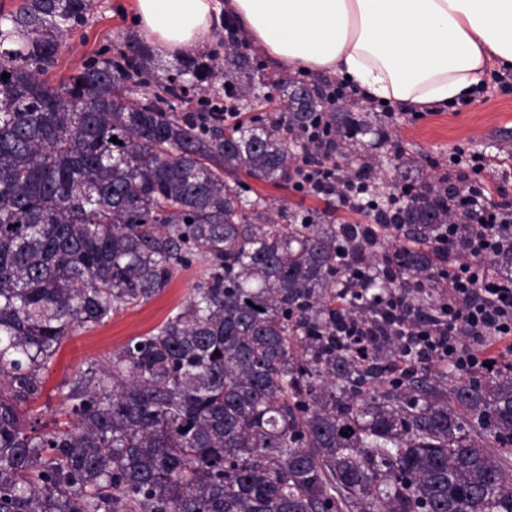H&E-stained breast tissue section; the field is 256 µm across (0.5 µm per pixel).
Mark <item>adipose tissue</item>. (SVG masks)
I'll list each match as a JSON object with an SVG mask.
<instances>
[{"label":"adipose tissue","mask_w":512,"mask_h":512,"mask_svg":"<svg viewBox=\"0 0 512 512\" xmlns=\"http://www.w3.org/2000/svg\"><path fill=\"white\" fill-rule=\"evenodd\" d=\"M164 55L215 40L220 13L270 57L347 78L362 98L407 109L469 100L512 69V0H134Z\"/></svg>","instance_id":"obj_1"}]
</instances>
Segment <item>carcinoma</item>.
<instances>
[{
	"instance_id": "obj_1",
	"label": "carcinoma",
	"mask_w": 512,
	"mask_h": 512,
	"mask_svg": "<svg viewBox=\"0 0 512 512\" xmlns=\"http://www.w3.org/2000/svg\"><path fill=\"white\" fill-rule=\"evenodd\" d=\"M92 8L0 13V512H512V362L446 390L408 371L384 390L385 358L336 319L341 289L397 353L378 302L431 287L438 226L474 223L457 188L403 179V204L378 201L407 239L391 263L314 211L275 215L241 174L288 184L334 155L352 180L368 167L357 136L385 134L282 76L279 118L224 125L266 83L235 45L221 72L186 58L155 85L151 47L129 36L51 85ZM320 120L325 148L307 140ZM195 262L177 311L73 382L71 428L22 425L72 329L147 303Z\"/></svg>"
}]
</instances>
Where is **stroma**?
<instances>
[{
    "mask_svg": "<svg viewBox=\"0 0 512 512\" xmlns=\"http://www.w3.org/2000/svg\"><path fill=\"white\" fill-rule=\"evenodd\" d=\"M133 6L134 0H95L85 24L77 27L59 54L49 74L51 82L59 83L76 73L86 60L113 41L138 36ZM346 102L352 112L365 116L373 126L382 127L389 134L380 142L373 135L363 136L358 145L359 154L369 163L366 175L381 196L391 193L394 159L399 155L408 160L410 177L420 180L444 176L455 186L470 172L467 157L461 161L456 158L461 148L467 156L473 152L484 154L493 178H500L502 171H512V86L504 90L487 84L472 100L444 110L419 112L374 104L355 95L347 97ZM246 184L252 193L265 197L275 207L283 205L292 212H325L338 224L366 221L364 214L339 208L333 198L305 196L292 186L251 178ZM200 278V266H192L176 275L164 292L149 302L121 310L105 323L75 328L46 370L42 394L26 405V412L40 419L43 430L66 427L64 395L80 372L107 362L133 337L161 324Z\"/></svg>",
    "mask_w": 512,
    "mask_h": 512,
    "instance_id": "35a3bbf8",
    "label": "stroma"
}]
</instances>
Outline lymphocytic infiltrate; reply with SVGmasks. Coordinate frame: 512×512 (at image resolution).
I'll return each mask as SVG.
<instances>
[{"instance_id":"1","label":"lymphocytic infiltrate","mask_w":512,"mask_h":512,"mask_svg":"<svg viewBox=\"0 0 512 512\" xmlns=\"http://www.w3.org/2000/svg\"><path fill=\"white\" fill-rule=\"evenodd\" d=\"M473 176L456 200L460 209L478 218L469 235L458 225H441L436 249L448 255V268L434 271L432 280L443 288L444 297L431 316L406 320L408 300L394 289L386 303L389 315L403 322L399 336L414 363L426 367L450 366L477 378L485 373L490 357L488 342L501 344L512 354V279L492 269L494 260L512 248V211L488 203L486 166L476 161ZM336 163L322 158L308 168L305 182L294 191L311 196H336L341 207H363L360 192L336 177Z\"/></svg>"}]
</instances>
